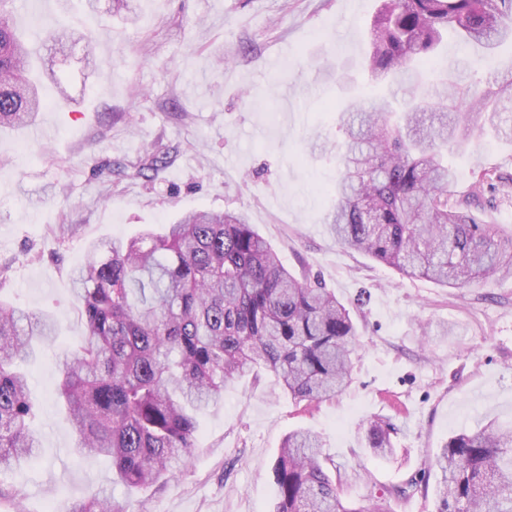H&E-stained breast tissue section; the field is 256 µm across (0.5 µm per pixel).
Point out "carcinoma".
<instances>
[{
    "label": "carcinoma",
    "instance_id": "1",
    "mask_svg": "<svg viewBox=\"0 0 512 512\" xmlns=\"http://www.w3.org/2000/svg\"><path fill=\"white\" fill-rule=\"evenodd\" d=\"M0 0V128L31 125L44 107L33 56ZM455 33L488 58L512 41V0H381L364 66L372 82L402 90L353 100L339 113L340 175L325 223L336 242L407 276L443 287L512 275V241L449 202L448 144L473 129H498L512 82L467 83L469 61L431 64ZM86 337L65 356L59 397L77 434V453L105 457L112 480L130 490L169 483L196 448L197 415L227 384L260 369L296 402H321L351 380L357 331L336 295L299 279L242 212L192 211L162 232L144 231L89 250L72 272ZM45 312L0 301V473L36 456L40 441L28 378L18 368L35 343L55 335ZM370 448L391 447L372 423ZM309 429L284 438L272 471L273 512H390L381 496L342 501ZM439 477L436 512H512V426L494 421L450 437L430 462ZM73 512H125L95 493Z\"/></svg>",
    "mask_w": 512,
    "mask_h": 512
}]
</instances>
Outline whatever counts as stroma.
<instances>
[{"label": "stroma", "mask_w": 512, "mask_h": 512, "mask_svg": "<svg viewBox=\"0 0 512 512\" xmlns=\"http://www.w3.org/2000/svg\"><path fill=\"white\" fill-rule=\"evenodd\" d=\"M380 0H137L130 16L99 0L89 60L66 69L68 100L43 81L31 132L0 131V295L53 313L58 336L24 363L39 404L41 447L0 474V512H70L99 492L126 512H272L271 466L289 431L320 434L340 464L344 497L366 502L413 479L393 512H434L429 462L449 437L494 419L512 424V276L467 288L409 278L338 244L323 219L334 204L333 109L372 83L362 60ZM15 26L69 34L87 17L72 0H16ZM468 57L484 88L512 65L449 39L441 69ZM170 148L152 178L139 159ZM453 199L484 173L512 176V120L448 153ZM190 210H241L288 269L318 278L351 305L358 351L335 398L296 403L267 373L227 385L198 419L197 448L176 482L146 491L113 483L108 459L82 460L53 399L59 361L84 336L71 275L93 244L173 222ZM378 420L393 449L377 455Z\"/></svg>", "instance_id": "obj_1"}]
</instances>
